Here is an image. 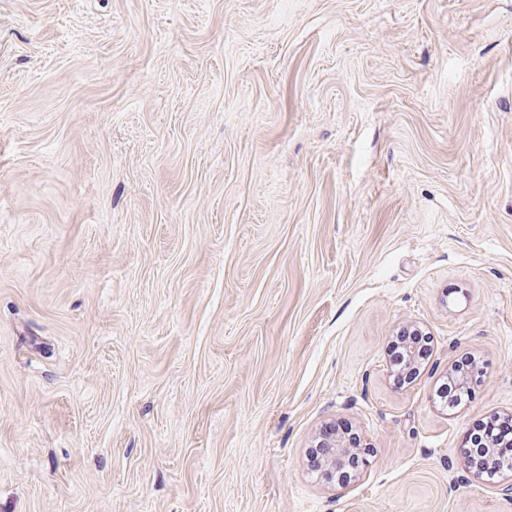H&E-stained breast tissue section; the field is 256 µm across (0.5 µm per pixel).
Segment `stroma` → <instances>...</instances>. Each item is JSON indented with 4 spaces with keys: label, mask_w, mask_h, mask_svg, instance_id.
Returning <instances> with one entry per match:
<instances>
[{
    "label": "stroma",
    "mask_w": 512,
    "mask_h": 512,
    "mask_svg": "<svg viewBox=\"0 0 512 512\" xmlns=\"http://www.w3.org/2000/svg\"><path fill=\"white\" fill-rule=\"evenodd\" d=\"M510 415L512 0H0V512H512ZM429 341L426 336H396L391 342L392 368L395 372V381L405 384L409 376L408 367L406 366L407 345L413 354L415 361L425 360L427 358V350ZM397 373V375H396ZM475 359L473 360H467L462 361V363L458 364V367L454 369V374L451 376H448V383H447V394H446V403L448 405V408H454L462 404V402L467 401L470 399V390L463 391L462 386L460 385V382L458 380L459 372L467 367L470 368L471 365L474 364ZM475 437L483 439L484 443L489 444L491 438H499L498 443L507 442L508 445H512V427L510 423L498 420H487L482 421L481 425L469 435V438L473 441ZM331 433L336 431V437L331 439L329 443L325 446H315V447H322V448H328L326 454L323 456V458L320 460L319 464L322 466V468H336V463L340 461L344 455L350 451V446L343 442H336V438L340 436V428L337 426L331 427Z\"/></svg>",
    "instance_id": "stroma-1"
}]
</instances>
